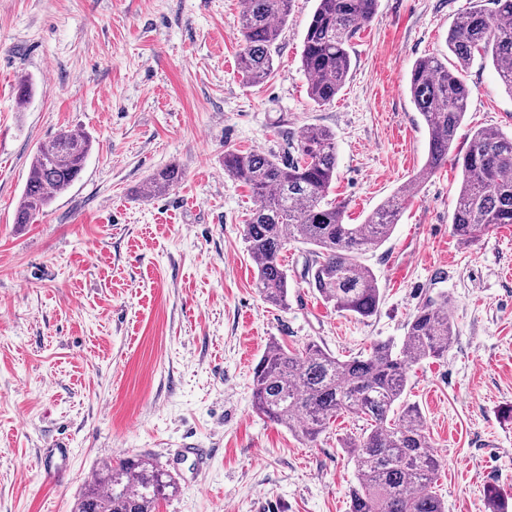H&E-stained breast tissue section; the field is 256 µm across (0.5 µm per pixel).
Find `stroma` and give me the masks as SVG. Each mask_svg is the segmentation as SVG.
I'll use <instances>...</instances> for the list:
<instances>
[{
    "label": "stroma",
    "instance_id": "obj_1",
    "mask_svg": "<svg viewBox=\"0 0 512 512\" xmlns=\"http://www.w3.org/2000/svg\"><path fill=\"white\" fill-rule=\"evenodd\" d=\"M476 2L493 7L378 0L343 89L320 107L301 67L315 0H295L257 86L238 68L241 0H0V512H72L103 464L138 454L179 482L157 512H349L355 467L340 442L366 421L344 414L315 441L296 437L255 410L253 369L274 340L341 359L402 342L416 308L442 292L452 343L411 366L406 389L443 462L436 492L446 512H488L490 485L512 496V225L461 244V175L445 164L362 257L381 292L376 315L326 304L295 242L282 253L283 309L254 287L253 200L224 174L225 150L281 156L304 127L329 128L333 195L362 223L424 166L410 71L447 53L449 28ZM463 75L456 152L474 128L512 134V94L491 60L474 57ZM24 77L33 91L21 106ZM63 128L92 141L80 177L33 223H14L33 153ZM169 166L179 184L139 197ZM187 442L210 449L203 469L179 457Z\"/></svg>",
    "mask_w": 512,
    "mask_h": 512
}]
</instances>
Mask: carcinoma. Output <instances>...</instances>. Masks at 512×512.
<instances>
[{
    "label": "carcinoma",
    "instance_id": "cac0c4a2",
    "mask_svg": "<svg viewBox=\"0 0 512 512\" xmlns=\"http://www.w3.org/2000/svg\"><path fill=\"white\" fill-rule=\"evenodd\" d=\"M294 0H245L241 18L244 46L239 70L258 85L274 71L276 41ZM303 40L301 64L308 94L319 106L331 104L350 67V42L369 25L376 0H316ZM494 10L476 5L448 31L454 56L418 60L409 93L428 130V157L414 177L421 182L448 163V153L464 119L470 95L461 72L477 54L491 57L512 93V0H493ZM91 150L84 133L62 129L34 152L14 223L35 216L79 177ZM461 171L452 230L467 244L498 224H512V137L491 128L470 134L455 156ZM336 135L306 127L284 156L256 151H224V174L246 185L255 208L244 238L256 268L254 286L274 306L288 305V274L280 255L294 241L312 247L305 276L309 287L336 311L367 319L378 312L381 293L373 271L360 257L381 244L398 222L410 194L388 197L361 224L346 221L345 205L331 198L336 183ZM181 179L176 167L153 174L142 195L160 194ZM453 323L448 296L425 300L408 322L401 344L377 340L368 351L339 359L309 343L290 350L268 346L253 372L255 409L296 436L316 440L336 417L358 414L370 428L346 438L341 447L352 458L356 484L350 512H445L435 491L441 463L430 450L424 418L405 399L409 365L448 351ZM178 491L174 475L147 456L105 465L76 498L73 512H156L160 501ZM489 512H509V498L489 486Z\"/></svg>",
    "mask_w": 512,
    "mask_h": 512
}]
</instances>
